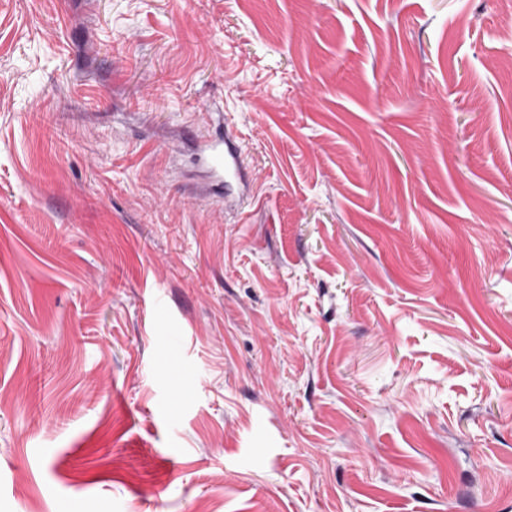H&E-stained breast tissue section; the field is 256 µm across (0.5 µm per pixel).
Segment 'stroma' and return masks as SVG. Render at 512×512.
<instances>
[{
  "label": "stroma",
  "mask_w": 512,
  "mask_h": 512,
  "mask_svg": "<svg viewBox=\"0 0 512 512\" xmlns=\"http://www.w3.org/2000/svg\"><path fill=\"white\" fill-rule=\"evenodd\" d=\"M0 512H512L503 0H0ZM203 152L207 170L217 187L222 189L224 183L235 181L247 191L248 194L238 199L237 207L241 212L250 198L254 201V179L244 168L239 136L234 130L224 128V133L220 137L204 141Z\"/></svg>",
  "instance_id": "stroma-1"
}]
</instances>
